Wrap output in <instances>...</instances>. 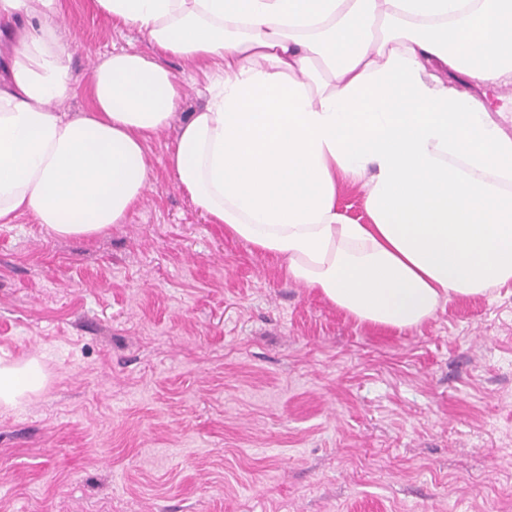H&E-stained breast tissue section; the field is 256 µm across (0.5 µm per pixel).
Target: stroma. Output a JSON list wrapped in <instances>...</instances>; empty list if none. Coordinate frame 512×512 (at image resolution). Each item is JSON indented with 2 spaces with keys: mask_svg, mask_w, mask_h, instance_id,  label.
<instances>
[{
  "mask_svg": "<svg viewBox=\"0 0 512 512\" xmlns=\"http://www.w3.org/2000/svg\"><path fill=\"white\" fill-rule=\"evenodd\" d=\"M74 92L96 59L155 49L63 0ZM147 149L125 223L0 226V358L46 384L0 408V512H512V284L409 331L360 324L212 224L168 165L208 79Z\"/></svg>",
  "mask_w": 512,
  "mask_h": 512,
  "instance_id": "stroma-1",
  "label": "stroma"
}]
</instances>
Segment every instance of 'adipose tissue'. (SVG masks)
Masks as SVG:
<instances>
[{
	"mask_svg": "<svg viewBox=\"0 0 512 512\" xmlns=\"http://www.w3.org/2000/svg\"><path fill=\"white\" fill-rule=\"evenodd\" d=\"M148 35L72 87L61 0H0V224L57 237L125 223L150 184L147 146L183 86L209 72L169 163L213 224L278 260L359 323L419 327L442 305L512 282V137L449 72L512 83V0H94ZM361 185L365 221L337 205ZM37 360H0V407L43 388Z\"/></svg>",
	"mask_w": 512,
	"mask_h": 512,
	"instance_id": "adipose-tissue-1",
	"label": "adipose tissue"
}]
</instances>
